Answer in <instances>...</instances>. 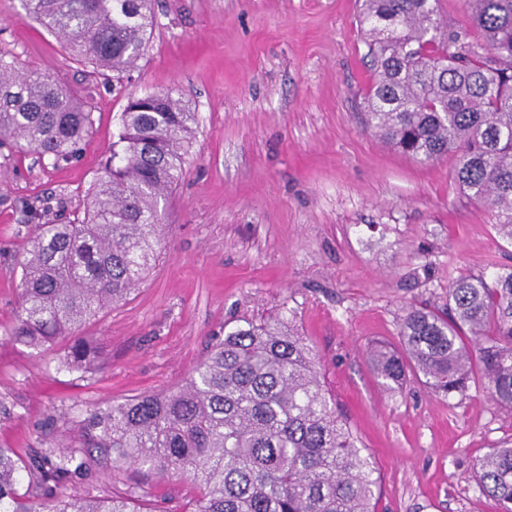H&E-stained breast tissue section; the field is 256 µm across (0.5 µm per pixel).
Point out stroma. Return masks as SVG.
<instances>
[{"mask_svg":"<svg viewBox=\"0 0 512 512\" xmlns=\"http://www.w3.org/2000/svg\"><path fill=\"white\" fill-rule=\"evenodd\" d=\"M358 0H154L131 79L75 63L0 0V48L95 104L75 159L0 149V446L74 444L90 410L185 382L225 323L281 311L318 355L323 381L378 477L375 512H499L479 461L512 440V409L470 386L448 399L422 377L380 386L377 341L399 347L410 305L439 304L449 279L512 266V246L453 179L455 156L421 165L366 128L371 81ZM173 92L198 114L164 240L140 288L84 323L90 371L62 368L67 342L35 350L6 334L17 264L36 223L65 224L101 175L130 97ZM184 512L195 490L137 465L74 486Z\"/></svg>","mask_w":512,"mask_h":512,"instance_id":"35a3bbf8","label":"stroma"}]
</instances>
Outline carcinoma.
<instances>
[{"instance_id": "carcinoma-1", "label": "carcinoma", "mask_w": 512, "mask_h": 512, "mask_svg": "<svg viewBox=\"0 0 512 512\" xmlns=\"http://www.w3.org/2000/svg\"><path fill=\"white\" fill-rule=\"evenodd\" d=\"M23 2L73 60L118 79L137 67L154 26L153 0ZM464 11L465 23L447 25L431 0H363L373 62L366 124L419 163L455 155L454 180L512 245V0H464ZM471 28L481 39L469 40ZM93 109L0 48V147L67 161ZM196 125L197 113L170 92L128 100L83 219L38 224L23 249L12 341L41 349L71 338L138 289ZM399 336L400 350L369 351L386 387L412 372L446 399L477 379L512 409V267L448 280L445 304L409 309ZM95 356L77 340L66 365L82 369ZM81 431L64 450L49 437L29 454L0 447V512H136L128 494L101 500L68 490L92 466L125 464L188 477L193 512H374L368 455L337 412L312 347L283 315L224 328L179 388L99 407ZM25 479L34 494L21 491ZM477 483L500 512H512V446L481 459Z\"/></svg>"}]
</instances>
